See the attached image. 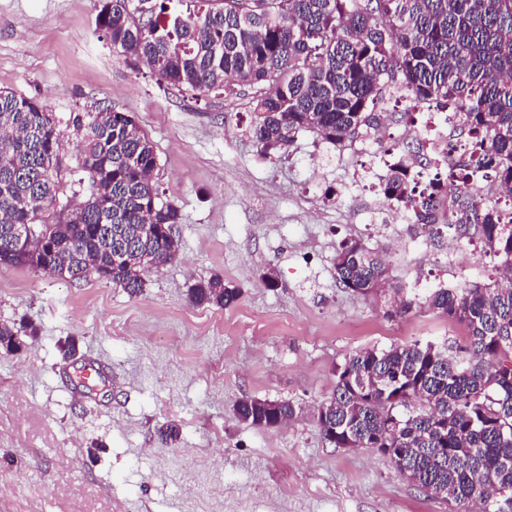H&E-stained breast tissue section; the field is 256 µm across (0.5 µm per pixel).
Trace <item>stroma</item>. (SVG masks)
Segmentation results:
<instances>
[{
	"label": "stroma",
	"mask_w": 512,
	"mask_h": 512,
	"mask_svg": "<svg viewBox=\"0 0 512 512\" xmlns=\"http://www.w3.org/2000/svg\"><path fill=\"white\" fill-rule=\"evenodd\" d=\"M98 0H0V90L35 98L63 127L60 190L85 197L70 113L135 117L175 205L177 257L135 296L91 277L69 281L0 264V323L35 324L20 353L0 350V512H478L427 495L370 448L325 442L316 409L354 352L417 340L465 341L464 328L418 309L388 317V293L337 288L338 242L390 254V272L423 293L486 283L499 263L448 229L367 232L373 200L352 184L363 158L298 138L263 156L245 129L250 87L200 98L113 53ZM274 272L278 285L259 275ZM221 276L242 288L227 308L188 290ZM76 339L75 358L60 345ZM110 361L83 388L71 372ZM293 402L289 423L240 422L242 397ZM178 424L175 445L161 425Z\"/></svg>",
	"instance_id": "stroma-1"
}]
</instances>
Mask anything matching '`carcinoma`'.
I'll list each match as a JSON object with an SVG mask.
<instances>
[{
	"label": "carcinoma",
	"mask_w": 512,
	"mask_h": 512,
	"mask_svg": "<svg viewBox=\"0 0 512 512\" xmlns=\"http://www.w3.org/2000/svg\"><path fill=\"white\" fill-rule=\"evenodd\" d=\"M100 38L149 67L159 80L198 94L230 97L254 89L248 135L264 154L313 132L348 146L385 120V85L415 102L465 112L472 150L486 157L480 181L512 190V0H99ZM78 166L88 195L48 222L60 182L58 121L48 107L0 91V264L47 271L41 247L61 245L56 276L104 280L136 294L145 266L179 251L176 206L152 182L153 142L136 119L102 108L72 112ZM403 148L384 191L418 223L480 240L503 274L488 284L436 288L421 297L394 287L391 317L413 307L461 324L463 344L414 342L359 350L336 370L318 408L325 440L337 448L381 450L432 495L479 500L483 512L512 508V203L491 206L466 166H454L434 194L406 182ZM17 224L29 226L24 238ZM336 286L359 295L383 287L389 263L359 239L332 258ZM241 291L214 276L195 284V305L227 308ZM22 343L0 324V348ZM236 418L254 427L291 420L289 401L239 399Z\"/></svg>",
	"instance_id": "cac0c4a2"
}]
</instances>
